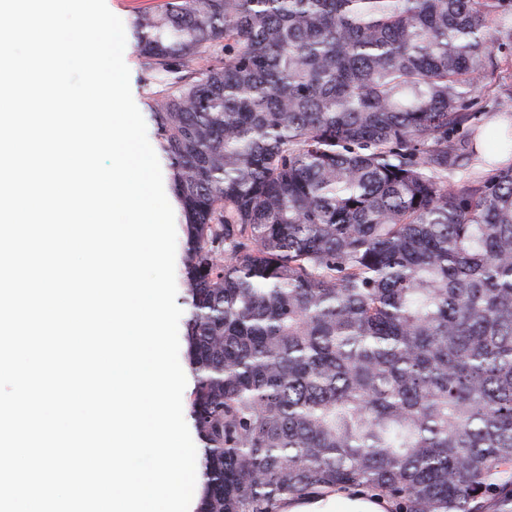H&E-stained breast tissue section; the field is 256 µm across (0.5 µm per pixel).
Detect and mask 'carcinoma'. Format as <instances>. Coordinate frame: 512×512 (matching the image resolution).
<instances>
[{"label":"carcinoma","mask_w":512,"mask_h":512,"mask_svg":"<svg viewBox=\"0 0 512 512\" xmlns=\"http://www.w3.org/2000/svg\"><path fill=\"white\" fill-rule=\"evenodd\" d=\"M134 28L185 219L199 512L353 485L512 512V128L466 134L512 0H168Z\"/></svg>","instance_id":"1"}]
</instances>
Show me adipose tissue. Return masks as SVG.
Instances as JSON below:
<instances>
[{
  "label": "adipose tissue",
  "mask_w": 512,
  "mask_h": 512,
  "mask_svg": "<svg viewBox=\"0 0 512 512\" xmlns=\"http://www.w3.org/2000/svg\"><path fill=\"white\" fill-rule=\"evenodd\" d=\"M393 502L364 486H339L322 494L289 497L283 512H392Z\"/></svg>",
  "instance_id": "adipose-tissue-1"
}]
</instances>
